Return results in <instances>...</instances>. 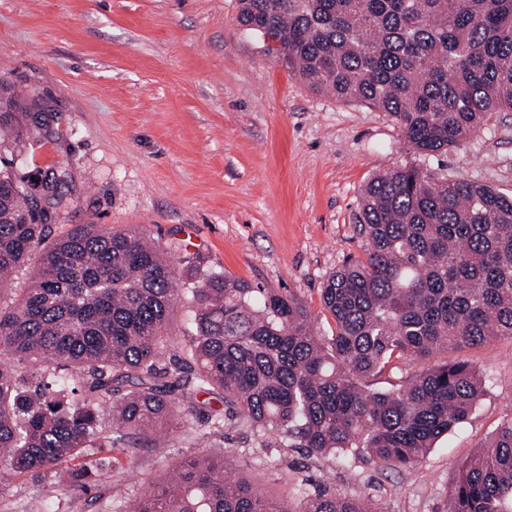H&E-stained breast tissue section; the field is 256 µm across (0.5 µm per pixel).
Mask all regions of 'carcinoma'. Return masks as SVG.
<instances>
[{
	"instance_id": "cac0c4a2",
	"label": "carcinoma",
	"mask_w": 512,
	"mask_h": 512,
	"mask_svg": "<svg viewBox=\"0 0 512 512\" xmlns=\"http://www.w3.org/2000/svg\"><path fill=\"white\" fill-rule=\"evenodd\" d=\"M238 23L276 42L312 89L377 107L430 156L462 145L488 114L512 110V0H238ZM0 75V131L23 151L44 130ZM63 168L43 197L0 168V288L34 264L33 282L0 308V492L3 476L52 475L64 491L98 476L88 448L133 456L180 431L228 423L259 448L341 452L391 469L419 465L466 422L483 394L477 369L444 356L512 338V197L420 166L365 187V258L321 291L331 336L293 297L171 258L135 232L80 224L45 244ZM188 308L183 337L170 332ZM45 375L29 387L33 364ZM420 365L389 388L383 374ZM224 403L196 425L198 394ZM229 459L189 455L133 512H384L374 495L323 487L291 509L230 474ZM448 512H512V421L459 469Z\"/></svg>"
}]
</instances>
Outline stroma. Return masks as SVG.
I'll return each mask as SVG.
<instances>
[{
	"mask_svg": "<svg viewBox=\"0 0 512 512\" xmlns=\"http://www.w3.org/2000/svg\"><path fill=\"white\" fill-rule=\"evenodd\" d=\"M237 14L238 0H0V75L20 103L40 101L47 124L24 152L0 142V160L29 185L52 166L69 170L51 237L77 224L147 234L176 265L197 256L295 296L327 336L320 290L365 255L356 214L366 184L413 163L511 197L512 112L489 114L462 146L421 156L388 113L311 89ZM460 356L482 373L484 392L414 469L300 448L261 466L254 437L229 426L120 457L85 492L5 478L0 512H27L35 496L44 512H130L192 450L237 451V476L278 498L289 477H306L377 495L384 512H446L460 465L512 420V338Z\"/></svg>",
	"mask_w": 512,
	"mask_h": 512,
	"instance_id": "stroma-1",
	"label": "stroma"
}]
</instances>
